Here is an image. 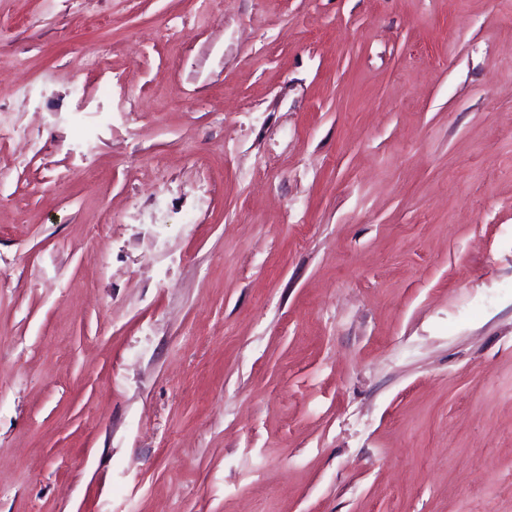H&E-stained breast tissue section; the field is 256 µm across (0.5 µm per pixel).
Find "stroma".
<instances>
[{
  "label": "stroma",
  "instance_id": "obj_1",
  "mask_svg": "<svg viewBox=\"0 0 512 512\" xmlns=\"http://www.w3.org/2000/svg\"><path fill=\"white\" fill-rule=\"evenodd\" d=\"M0 512H512V0H0Z\"/></svg>",
  "mask_w": 512,
  "mask_h": 512
}]
</instances>
